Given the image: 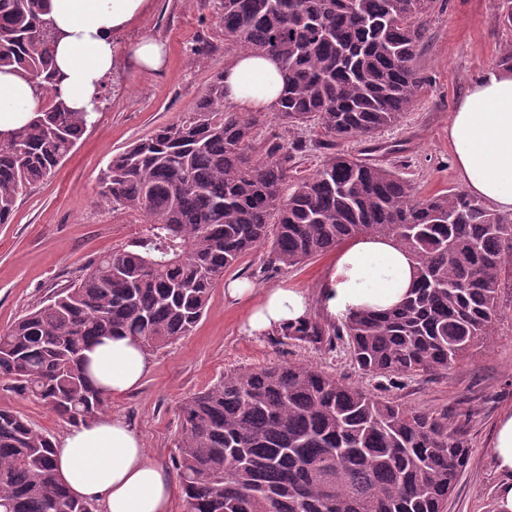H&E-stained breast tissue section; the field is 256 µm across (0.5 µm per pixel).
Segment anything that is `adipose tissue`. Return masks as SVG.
Returning <instances> with one entry per match:
<instances>
[{
    "label": "adipose tissue",
    "mask_w": 512,
    "mask_h": 512,
    "mask_svg": "<svg viewBox=\"0 0 512 512\" xmlns=\"http://www.w3.org/2000/svg\"><path fill=\"white\" fill-rule=\"evenodd\" d=\"M150 0H48L59 35L54 62L58 89L75 110L94 111L118 56L117 34L149 9ZM282 89L275 61L240 53L224 69L227 101L246 111L273 104ZM34 84L20 73L0 71V131L25 124L38 110ZM448 141L466 191L499 212L512 213V71L474 81L455 106ZM415 280L410 255L388 236L352 239L340 249L322 288L328 313L343 320L361 311L384 312L405 301ZM230 298L250 304L244 329L263 334L305 320L306 295L276 287L256 294L246 282L229 283ZM93 382L120 395L138 388L149 371L146 350L128 336H109L84 351ZM55 467L70 492L100 512H172L174 483L152 461L140 438L121 418L103 416L71 426L54 443ZM493 462L504 474L498 512H512V410L501 415Z\"/></svg>",
    "instance_id": "obj_1"
}]
</instances>
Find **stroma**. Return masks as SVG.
Returning <instances> with one entry per match:
<instances>
[{
  "label": "stroma",
  "instance_id": "1",
  "mask_svg": "<svg viewBox=\"0 0 512 512\" xmlns=\"http://www.w3.org/2000/svg\"><path fill=\"white\" fill-rule=\"evenodd\" d=\"M220 12V0H151L149 13L118 34L121 54L106 80L107 109L50 178L23 190L11 223L0 224V331L74 283L100 255L139 235L138 219L113 211L101 195L100 176L113 152L191 111L211 78L223 72L233 52L224 43ZM500 12L501 0H442L429 18L417 61L426 80L417 102L399 123L378 132L379 150L360 137L337 148L396 171L419 198L461 189L448 123L471 82L496 70L501 48L512 42V28L503 26ZM145 35L167 46L162 71H142L128 55ZM275 145L286 152L292 179L310 176L337 149L313 121L292 130L275 121L260 127L258 157ZM267 255L263 247L244 255L225 271V279L248 280L259 291L282 285L304 290L308 321L327 330L321 340L242 332L247 304L225 298L223 286H216L193 331L151 352L150 370L138 390L109 397L106 413L122 417L150 458L168 469L178 452L186 398L228 372L274 362L311 366L405 407L447 413L470 448L448 512H496L504 477L494 466L492 440L500 416L512 410V283L501 290L503 315L495 336L448 373L379 377L360 370L346 340L329 332L333 320L322 307V287L335 251L288 267L269 265ZM0 409L26 416L55 438L67 428L50 408L1 380Z\"/></svg>",
  "mask_w": 512,
  "mask_h": 512
}]
</instances>
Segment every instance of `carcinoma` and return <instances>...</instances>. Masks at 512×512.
<instances>
[{"label":"carcinoma","mask_w":512,"mask_h":512,"mask_svg":"<svg viewBox=\"0 0 512 512\" xmlns=\"http://www.w3.org/2000/svg\"><path fill=\"white\" fill-rule=\"evenodd\" d=\"M46 2L0 0V70L36 76L43 95L30 121L0 132V224L88 127V113L58 92ZM435 3L221 0L225 44L272 57L278 100L267 112L226 110L217 74L193 111L112 155L102 196L145 230L0 333V379L86 424L108 399L88 376L87 344L119 334L150 353L188 335L224 272L253 250L294 266L367 235L394 238L417 277L398 307L337 329L361 370L444 374L493 336L500 288L512 281V216L461 190L417 200L395 172L341 151L291 185L274 152L255 157L257 130L271 120L314 121L335 145L396 124L425 84L416 61ZM282 332L323 336L309 322ZM181 418L174 468L185 512H446L468 462L447 414L305 365L226 373L185 400ZM0 512H93L57 473L50 435L5 409Z\"/></svg>","instance_id":"carcinoma-1"}]
</instances>
